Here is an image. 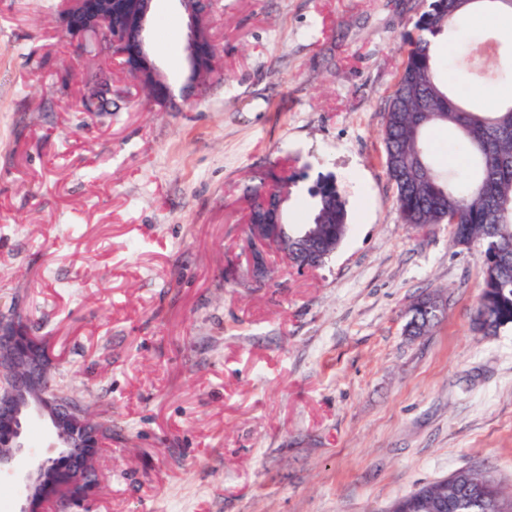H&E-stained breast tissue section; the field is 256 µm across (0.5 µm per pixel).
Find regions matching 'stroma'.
<instances>
[{
  "label": "stroma",
  "mask_w": 512,
  "mask_h": 512,
  "mask_svg": "<svg viewBox=\"0 0 512 512\" xmlns=\"http://www.w3.org/2000/svg\"><path fill=\"white\" fill-rule=\"evenodd\" d=\"M59 0H0V301L44 337L58 386L111 418L89 512H386L453 471L512 503V328L472 318L477 246L401 223L383 108L420 0H221L223 83L166 111L100 63ZM149 49L179 85L184 15ZM330 172L350 226L317 270L243 274L245 186ZM446 302L418 337L404 313ZM85 96L94 100L112 98V73L100 66L88 68L83 76Z\"/></svg>",
  "instance_id": "stroma-1"
}]
</instances>
